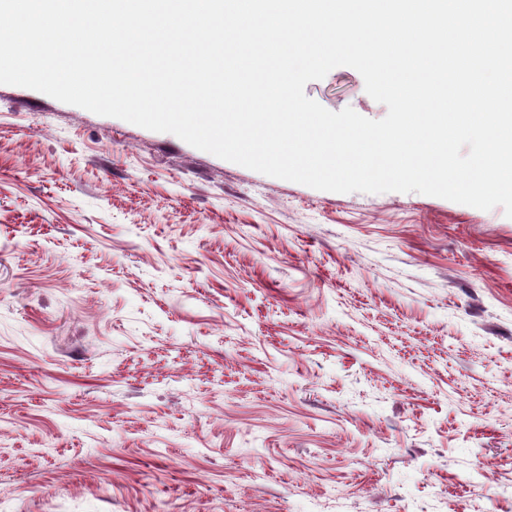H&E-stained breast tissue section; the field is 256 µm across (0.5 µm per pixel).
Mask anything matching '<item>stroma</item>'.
<instances>
[{
    "label": "stroma",
    "instance_id": "1",
    "mask_svg": "<svg viewBox=\"0 0 512 512\" xmlns=\"http://www.w3.org/2000/svg\"><path fill=\"white\" fill-rule=\"evenodd\" d=\"M0 512H512V218L0 84Z\"/></svg>",
    "mask_w": 512,
    "mask_h": 512
}]
</instances>
